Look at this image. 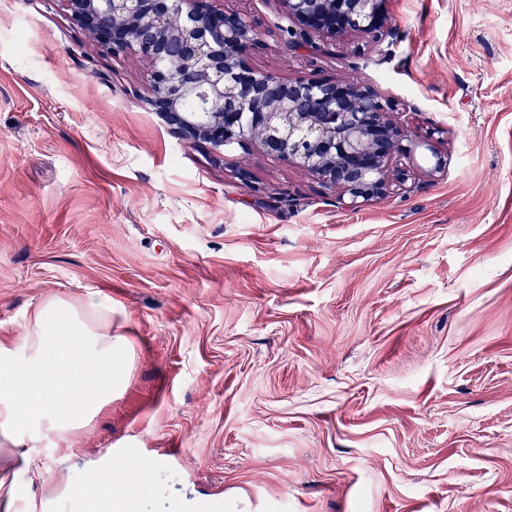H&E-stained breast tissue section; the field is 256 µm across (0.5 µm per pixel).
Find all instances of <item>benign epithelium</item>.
Here are the masks:
<instances>
[{"label": "benign epithelium", "mask_w": 512, "mask_h": 512, "mask_svg": "<svg viewBox=\"0 0 512 512\" xmlns=\"http://www.w3.org/2000/svg\"><path fill=\"white\" fill-rule=\"evenodd\" d=\"M87 34L112 54L134 51L151 69L141 100L177 138L217 154L259 143L267 155L303 168L358 208L393 193L392 160L427 144L392 120L371 85L316 75L285 78L252 64L259 23L224 0H63ZM291 51L314 38L390 35V0H277ZM199 102L187 112L184 103Z\"/></svg>", "instance_id": "7a95c632"}]
</instances>
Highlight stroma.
Wrapping results in <instances>:
<instances>
[{
  "label": "stroma",
  "mask_w": 512,
  "mask_h": 512,
  "mask_svg": "<svg viewBox=\"0 0 512 512\" xmlns=\"http://www.w3.org/2000/svg\"><path fill=\"white\" fill-rule=\"evenodd\" d=\"M224 4L258 19L256 66L374 84L432 145L347 210L260 148L182 143L146 63L62 0H0V340L96 289L129 341L69 460L31 449L30 494L0 447V512H58L125 448L150 512H512V0H394L391 36L314 54L281 48L277 0Z\"/></svg>",
  "instance_id": "1"
}]
</instances>
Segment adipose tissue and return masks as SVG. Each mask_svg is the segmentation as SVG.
<instances>
[{"instance_id":"adipose-tissue-1","label":"adipose tissue","mask_w":512,"mask_h":512,"mask_svg":"<svg viewBox=\"0 0 512 512\" xmlns=\"http://www.w3.org/2000/svg\"><path fill=\"white\" fill-rule=\"evenodd\" d=\"M126 360L125 338L112 333L111 297L92 289L76 303L43 297L24 346L0 342V446L23 461L48 438L67 447L111 404Z\"/></svg>"}]
</instances>
